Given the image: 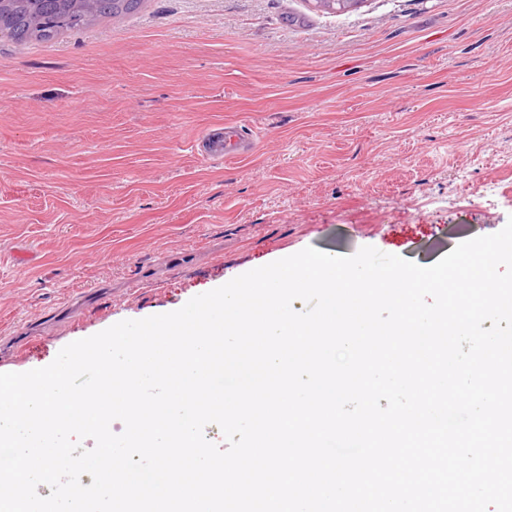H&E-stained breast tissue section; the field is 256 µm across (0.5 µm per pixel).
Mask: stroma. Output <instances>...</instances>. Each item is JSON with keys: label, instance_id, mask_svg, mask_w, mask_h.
<instances>
[{"label": "stroma", "instance_id": "obj_1", "mask_svg": "<svg viewBox=\"0 0 512 512\" xmlns=\"http://www.w3.org/2000/svg\"><path fill=\"white\" fill-rule=\"evenodd\" d=\"M252 142L206 158L210 130ZM512 216V0H144L0 37V373L304 248L427 267Z\"/></svg>", "mask_w": 512, "mask_h": 512}]
</instances>
